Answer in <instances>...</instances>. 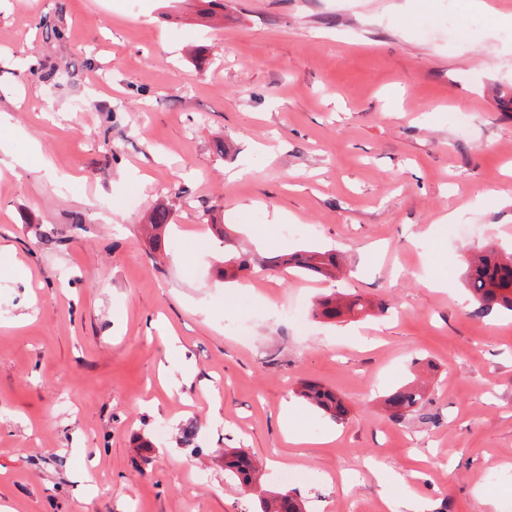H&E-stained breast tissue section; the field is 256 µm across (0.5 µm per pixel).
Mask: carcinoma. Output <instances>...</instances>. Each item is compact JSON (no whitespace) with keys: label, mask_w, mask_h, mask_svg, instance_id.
Listing matches in <instances>:
<instances>
[{"label":"carcinoma","mask_w":512,"mask_h":512,"mask_svg":"<svg viewBox=\"0 0 512 512\" xmlns=\"http://www.w3.org/2000/svg\"><path fill=\"white\" fill-rule=\"evenodd\" d=\"M170 222L169 209L161 207L154 210L150 218L153 234L149 236L154 244H161L160 230ZM254 264L262 267L286 266L300 275L326 278L339 268V259L332 251H302L290 255L251 257L246 253L228 250L224 252L223 265L215 267V270L220 278L233 282L239 272L250 269ZM465 279L475 302L474 315L481 316L495 307L512 312V254L500 255L492 247L479 250L467 260ZM366 309L367 304L360 296L338 293L318 298L313 314L335 321L348 314H362ZM297 394L335 421L346 419L348 408L332 390L305 382L299 386ZM384 407L392 419L412 416L422 424L435 422V415L425 408L421 387L414 384L405 385L388 395L384 400ZM224 473L252 490L257 488L260 480V468L255 466L241 448L224 449ZM272 502L277 504V512H303L298 495L273 490H265L257 495V512H270Z\"/></svg>","instance_id":"carcinoma-1"}]
</instances>
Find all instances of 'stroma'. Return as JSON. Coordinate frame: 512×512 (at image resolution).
<instances>
[{"label": "stroma", "instance_id": "obj_1", "mask_svg": "<svg viewBox=\"0 0 512 512\" xmlns=\"http://www.w3.org/2000/svg\"><path fill=\"white\" fill-rule=\"evenodd\" d=\"M487 3L512 14L0 0L1 504L254 512L224 476L242 448L306 512H388L381 469L428 512H512V314L474 316L464 281L470 250H512V42ZM161 206L156 247L141 227ZM214 224L242 251L336 250L341 270L226 282ZM333 292L387 311L314 318ZM418 376L436 423L389 419L381 396ZM303 382L347 420L298 402ZM291 402L314 443L284 438ZM297 394L311 405L319 408L336 422L346 419L348 408L335 392L312 382L302 383Z\"/></svg>", "mask_w": 512, "mask_h": 512}]
</instances>
